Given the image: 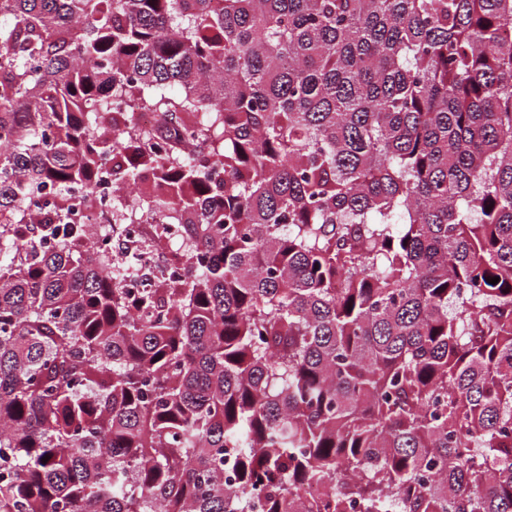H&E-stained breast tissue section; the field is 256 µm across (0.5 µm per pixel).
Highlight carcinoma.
Segmentation results:
<instances>
[{"label":"carcinoma","instance_id":"carcinoma-1","mask_svg":"<svg viewBox=\"0 0 512 512\" xmlns=\"http://www.w3.org/2000/svg\"><path fill=\"white\" fill-rule=\"evenodd\" d=\"M508 28L0 0V512H512Z\"/></svg>","mask_w":512,"mask_h":512}]
</instances>
